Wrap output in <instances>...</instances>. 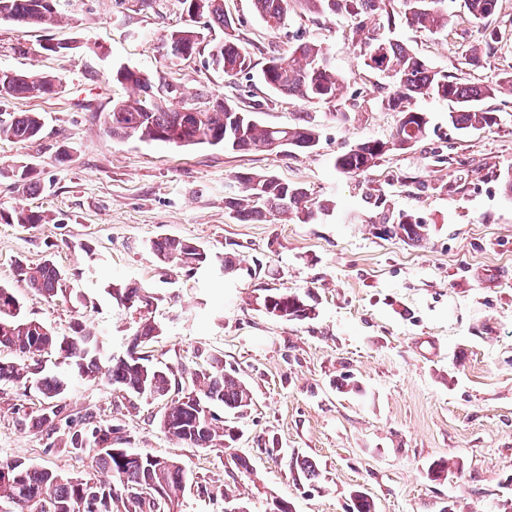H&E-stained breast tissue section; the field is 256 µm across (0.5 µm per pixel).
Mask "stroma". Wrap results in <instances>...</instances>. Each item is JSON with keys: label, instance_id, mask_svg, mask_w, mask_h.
Listing matches in <instances>:
<instances>
[{"label": "stroma", "instance_id": "35a3bbf8", "mask_svg": "<svg viewBox=\"0 0 512 512\" xmlns=\"http://www.w3.org/2000/svg\"><path fill=\"white\" fill-rule=\"evenodd\" d=\"M462 4L446 0L451 23L442 34L297 5L272 33L253 0H224L252 60L251 70L231 78L206 55L169 56L171 31L205 29L183 0H56L50 28L0 21V70L37 69L62 83L50 96L0 101L1 110L45 119L36 140H0V212L25 207L47 217L30 227L0 221V285L55 332L69 334L81 322L116 356L141 313L113 305L107 288L119 281L147 289L155 298L149 315L163 328L150 344L155 365L185 384L196 349H207L253 393L247 415L225 418L237 441L205 451L161 430L163 403L133 407L101 380L46 365V373L69 376L65 414L73 426L88 416L109 421L122 447L180 462L192 482L179 512H224L225 488L248 512H267L276 498L295 512H352L357 489L375 512H512V193L504 189L512 176V90L483 101L497 123L471 132L449 123L453 103L417 99L430 117L420 143L387 153L359 177L334 166L338 152L388 140L396 125L382 106L392 78L365 64L373 39L397 40L435 72L467 82L495 83L512 72V0H499L485 24ZM489 28L500 43L487 44ZM205 31L212 41L224 36ZM304 41L321 45L342 80L340 104L275 96L261 82L272 51ZM51 43L60 51H48ZM475 47L481 58L471 66ZM121 67L173 85L189 106L221 98L267 124L309 123L319 141L302 152L243 153L112 138L104 112L136 95L114 81ZM26 163L29 191L6 176ZM239 171L302 185L331 208L306 224L239 222L225 206ZM405 213L429 224L425 246L379 234V223ZM168 235L233 258L236 272L161 268L149 244ZM47 259L68 290L52 302L15 274L17 262ZM268 288L311 293L314 318L285 321L259 310L254 298ZM41 402L36 392L0 388V459L87 475L90 456L22 425ZM236 453L249 459V472L235 467ZM296 456L316 463L314 485L296 481L288 467ZM442 461L447 471L430 478L429 465Z\"/></svg>", "mask_w": 512, "mask_h": 512}]
</instances>
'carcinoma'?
I'll return each mask as SVG.
<instances>
[{
	"instance_id": "1",
	"label": "carcinoma",
	"mask_w": 512,
	"mask_h": 512,
	"mask_svg": "<svg viewBox=\"0 0 512 512\" xmlns=\"http://www.w3.org/2000/svg\"><path fill=\"white\" fill-rule=\"evenodd\" d=\"M208 26L224 30V40L210 45L211 64L224 75L234 77L251 66L250 54L244 49L235 22L224 13V0H202ZM290 0H254L265 26L276 31L288 20ZM321 11L345 13L351 17L365 16L392 27L395 25L393 0H304ZM441 0H403V16L412 26L431 33L448 30V12L439 7ZM468 15L484 21L494 15L497 0H465ZM0 20L18 25L49 27L56 21L53 3L49 0H0ZM173 34L166 37L170 56L186 59L200 52L204 33L194 27L180 30V46H172ZM367 66L394 79V90L383 106L398 114L391 138L383 141L365 139L336 155L334 165L344 174L360 175L377 165L392 150H408L427 133L429 117L412 107L421 95H434L456 104L448 113L451 124L459 130H482L494 124L493 114L481 107V102L512 89V73L495 84L462 83L452 76L431 70L427 62L410 48L394 41L375 43L368 55ZM274 67L261 69V80L274 95L294 96L303 100H323L338 103L342 84L336 71L325 65L320 45L302 42L284 52H275L267 62ZM115 80L144 92L151 85L148 75L139 70L120 68ZM58 82L52 75L37 71L0 76V98L33 99L46 95ZM45 126L38 112H0V140L27 142L38 138ZM104 131L114 138H137L144 142H162L177 147L206 145L237 152L271 150L277 141L288 148L310 150L318 141L314 127L268 125L251 112L224 103L218 111L189 112L163 95L152 103L142 96L116 102L103 116ZM240 194L226 200L241 222H261L269 216L281 215L301 223L328 210L329 203L308 206L307 190L268 173L240 171L233 176ZM12 224L23 227L40 224L45 215L24 207L13 209L6 216ZM428 227L414 214H404L389 225L386 237L408 245L420 246L426 241ZM150 248L163 266H180L190 270H209L220 265L224 273L235 270L228 256L214 254L205 245L179 237L165 236L151 242ZM18 281L24 283L45 301L52 302L64 295L63 277L53 261L38 264L20 261L16 264ZM107 292L113 304L125 306L135 299L152 305L154 297L142 288L112 284ZM270 303L272 312L286 321H304L315 316L316 307L307 298L286 289L269 288L259 303ZM162 334V327L148 317L141 319L131 341L132 348L124 358H115L104 349L97 337L75 327L74 335L59 336L41 321L27 316L10 288L0 286V351L7 350L10 358L0 359V386L35 388L43 398L39 413L30 418L35 430L54 431L66 406L58 403L68 388V381L56 376H43L37 362L46 355L73 361L79 376L93 377L118 390L130 405L166 398L176 385L173 374L160 370L135 348L145 339ZM201 360L194 373L193 389L170 401L160 418V427L172 438L205 450H218L236 440V435L219 425L214 408L242 415L252 405V393L236 371L224 368V358L207 350H198ZM83 428L96 431L100 442L92 455L94 473L88 477H72L52 469L34 467L21 459H0V505L12 512H173L179 505L190 481L181 464L172 458L151 453L114 452V434L118 429L107 421L88 418ZM293 468L298 478L311 482L318 476L316 466L307 459L295 460ZM353 512H375L367 493L355 490L351 494Z\"/></svg>"
}]
</instances>
